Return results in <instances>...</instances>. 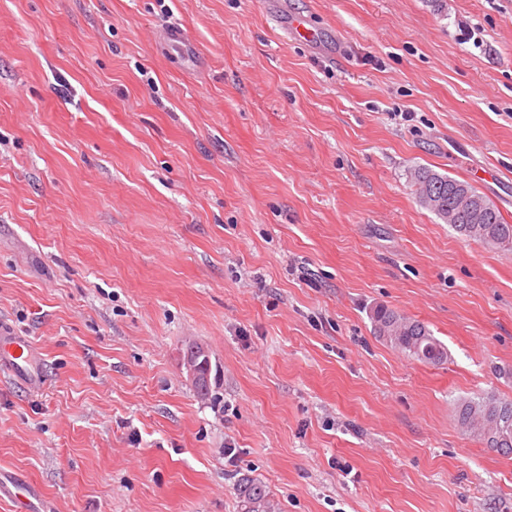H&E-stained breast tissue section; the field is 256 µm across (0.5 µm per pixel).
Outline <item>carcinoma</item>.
<instances>
[{"instance_id": "cac0c4a2", "label": "carcinoma", "mask_w": 512, "mask_h": 512, "mask_svg": "<svg viewBox=\"0 0 512 512\" xmlns=\"http://www.w3.org/2000/svg\"><path fill=\"white\" fill-rule=\"evenodd\" d=\"M411 180L417 187L420 205L457 233L499 250L512 251V224L504 220L493 203L484 200L485 206L478 212L456 207L460 186L479 196L469 183L427 167L414 169ZM372 320L377 336L409 356L435 365L447 360L446 348L424 323L385 307L375 309ZM457 422L461 431L477 433V439L487 443L488 448L502 454L512 453V400L493 396L467 400L459 407ZM242 493L247 512H275L260 484L245 481Z\"/></svg>"}]
</instances>
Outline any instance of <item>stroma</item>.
<instances>
[{
    "instance_id": "35a3bbf8",
    "label": "stroma",
    "mask_w": 512,
    "mask_h": 512,
    "mask_svg": "<svg viewBox=\"0 0 512 512\" xmlns=\"http://www.w3.org/2000/svg\"><path fill=\"white\" fill-rule=\"evenodd\" d=\"M419 166L512 223V0H0V323L43 377L0 372V482L51 512H245V478L279 512H512V454L457 423L512 399V252L422 207ZM372 320L377 336L409 356L435 365L447 360L446 348L424 323L385 307L376 308ZM183 365L194 389L204 393V389L200 388L209 381L211 375V356L207 346L200 343L190 345L183 358ZM208 393L209 390L204 395Z\"/></svg>"
}]
</instances>
